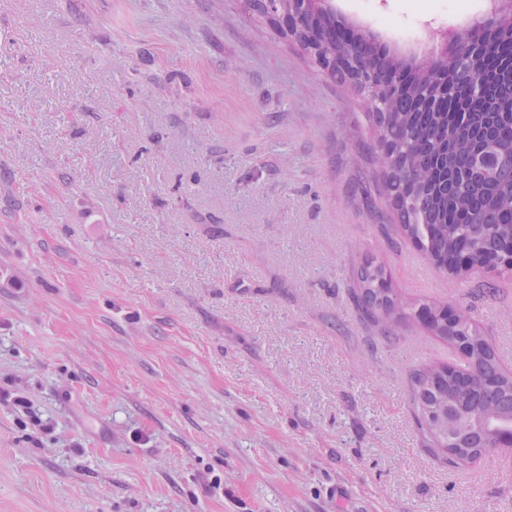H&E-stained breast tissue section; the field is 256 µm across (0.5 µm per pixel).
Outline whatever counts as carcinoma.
I'll return each instance as SVG.
<instances>
[{"mask_svg": "<svg viewBox=\"0 0 512 512\" xmlns=\"http://www.w3.org/2000/svg\"><path fill=\"white\" fill-rule=\"evenodd\" d=\"M313 24L320 31L313 55L319 66L329 50L341 47L343 32L329 18H304V26ZM355 51L377 82L403 64L395 56H377L363 40ZM510 55L512 42H506L482 67L455 68L460 82L435 109L423 106L438 83L431 72L399 96L375 85L360 88L378 143L389 155L385 188L400 229L439 270H453L461 253L468 255L469 269L488 268L512 247V200L503 194L512 187V78L492 79ZM353 296L377 323L399 307L378 264L361 268ZM400 318L464 348L462 364L419 365L410 372L409 384L416 424L433 448L454 465L481 457L512 430V374L503 372L493 347L466 313L450 320L448 305L422 302Z\"/></svg>", "mask_w": 512, "mask_h": 512, "instance_id": "cac0c4a2", "label": "carcinoma"}]
</instances>
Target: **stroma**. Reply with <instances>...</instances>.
<instances>
[{
    "label": "stroma",
    "instance_id": "obj_1",
    "mask_svg": "<svg viewBox=\"0 0 512 512\" xmlns=\"http://www.w3.org/2000/svg\"><path fill=\"white\" fill-rule=\"evenodd\" d=\"M331 7L410 61L489 0ZM376 140L249 0H0V512H512V450L416 426L458 350L351 295L375 261L512 373V272L415 250Z\"/></svg>",
    "mask_w": 512,
    "mask_h": 512
}]
</instances>
